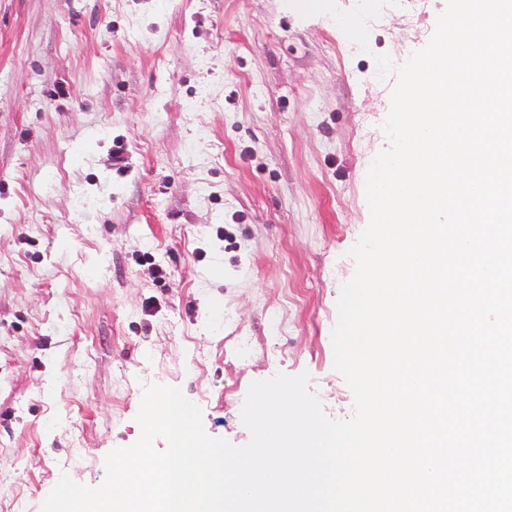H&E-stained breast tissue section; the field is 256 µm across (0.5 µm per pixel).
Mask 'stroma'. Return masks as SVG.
I'll use <instances>...</instances> for the list:
<instances>
[{
  "label": "stroma",
  "mask_w": 512,
  "mask_h": 512,
  "mask_svg": "<svg viewBox=\"0 0 512 512\" xmlns=\"http://www.w3.org/2000/svg\"><path fill=\"white\" fill-rule=\"evenodd\" d=\"M446 2L366 27L381 0H0V512L100 485L150 384L236 446L278 373L352 415L332 330L387 145L369 73Z\"/></svg>",
  "instance_id": "obj_1"
}]
</instances>
